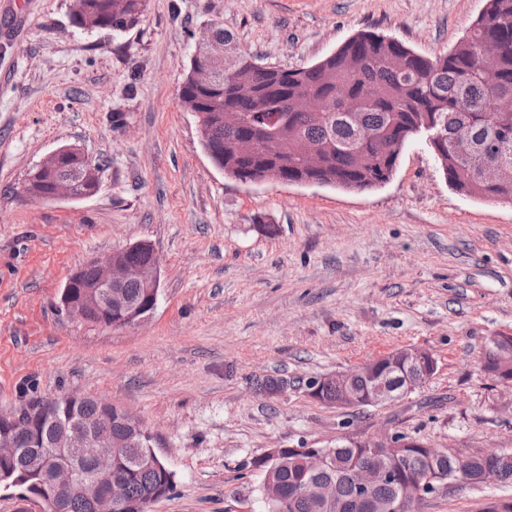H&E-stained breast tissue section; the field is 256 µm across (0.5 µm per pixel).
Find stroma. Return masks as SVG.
<instances>
[{"label":"stroma","instance_id":"obj_1","mask_svg":"<svg viewBox=\"0 0 512 512\" xmlns=\"http://www.w3.org/2000/svg\"><path fill=\"white\" fill-rule=\"evenodd\" d=\"M485 5L147 0L140 24L112 32L75 27L70 0H0V411L29 392L127 409L174 474L152 512H260L253 462L272 448L405 433L461 456L512 449V385L479 365L486 337L512 331V203L456 191L418 142L371 191L245 184L212 164L178 103L214 21L264 62L296 68L364 31L438 55ZM65 145L104 159L98 191L30 200L28 172ZM140 241L160 260L146 322L105 328L58 307L74 272ZM407 347L437 362L408 397L336 408L306 393L311 379ZM266 377L288 386L260 395ZM502 498L511 486H467L416 512Z\"/></svg>","mask_w":512,"mask_h":512}]
</instances>
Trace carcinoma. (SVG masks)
<instances>
[{"label": "carcinoma", "instance_id": "1", "mask_svg": "<svg viewBox=\"0 0 512 512\" xmlns=\"http://www.w3.org/2000/svg\"><path fill=\"white\" fill-rule=\"evenodd\" d=\"M79 27L121 32L138 25L146 0H71ZM215 39L224 42V61L214 65L213 84L205 89L185 78L179 93L181 107L202 116V135L220 149L217 162L224 174L243 181H292L303 177L293 160L298 144L320 146V177L339 189L365 192L388 182L397 170L404 148L420 137L417 122L434 121L442 128L437 161L456 190L482 200L512 198V183L490 188L477 180L466 154L489 162L512 165V0H487L486 20L449 51L424 56L401 43L375 33L358 34L320 61L297 68L263 64L246 50L224 24H211ZM493 39L501 53L485 62L480 43ZM313 97L324 102L314 115L305 107ZM277 128L283 147L281 160H271L253 149L269 125ZM81 156L65 155L58 175L79 182ZM127 297L147 304L148 289L139 282L125 285ZM496 332L486 338L480 369L492 380L512 377V342ZM400 377L403 370L384 360L370 372L352 371L350 383L328 380L308 393L325 406L342 407L350 400L375 394L381 373ZM55 408L34 424L39 439H66L75 428L94 426L112 448V471L123 484L128 509L150 505L171 494L174 475L162 460L151 458L147 442L136 432V421L126 410L112 408L103 420L98 402L87 397L68 404L58 396ZM410 445L375 452L355 441L331 448L320 473L307 469L304 451L285 450L270 462L254 461L263 480L280 489L279 512H361L358 484L366 468L386 470L390 477L367 495L388 510L412 496L421 486H432L443 476L466 485L488 482L512 484V452L487 455L477 451L460 457L449 448L430 453L426 443L407 434Z\"/></svg>", "mask_w": 512, "mask_h": 512}]
</instances>
